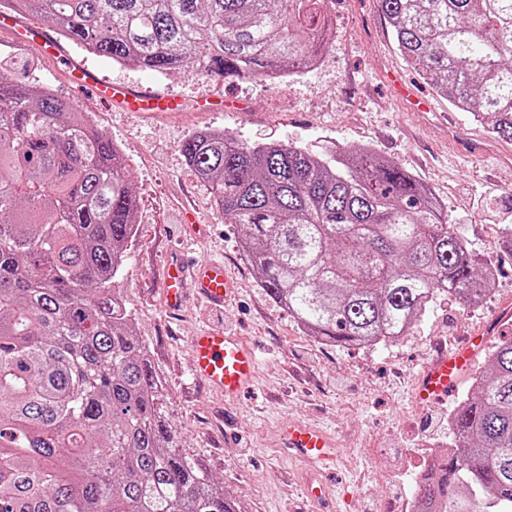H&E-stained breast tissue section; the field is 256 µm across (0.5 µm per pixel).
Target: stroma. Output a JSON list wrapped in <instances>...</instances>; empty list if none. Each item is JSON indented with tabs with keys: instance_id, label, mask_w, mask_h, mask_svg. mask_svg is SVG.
Segmentation results:
<instances>
[{
	"instance_id": "35a3bbf8",
	"label": "stroma",
	"mask_w": 512,
	"mask_h": 512,
	"mask_svg": "<svg viewBox=\"0 0 512 512\" xmlns=\"http://www.w3.org/2000/svg\"><path fill=\"white\" fill-rule=\"evenodd\" d=\"M331 12L335 44L321 63L277 80L161 75L65 43L67 56L99 78L183 99V111L165 113L93 103L70 85L62 63L0 33V66L75 104L128 153L137 212L121 292L166 388L184 453L237 498L240 512H318L306 501V471L280 451L292 420L325 426L336 437V512H403L431 450L448 445L450 403L420 407L411 398L420 369L441 346L467 336H487L490 346L512 338V142L490 136L403 61L379 0H333ZM396 79L428 97L430 110H411L393 90ZM203 129L316 154L371 148L416 176L474 257L492 262L493 292L474 306L441 294L398 341L339 348L314 340L265 294L240 247L241 227L217 213L186 164L179 144ZM187 210L201 221L198 237L184 229ZM177 254L224 262L234 283L224 309L191 295L179 312L167 310L164 266ZM202 328L236 333L261 354L255 386L237 402H225L192 374L190 338Z\"/></svg>"
}]
</instances>
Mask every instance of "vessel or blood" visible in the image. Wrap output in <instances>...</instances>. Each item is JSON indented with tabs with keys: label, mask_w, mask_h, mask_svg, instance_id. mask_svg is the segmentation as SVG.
<instances>
[{
	"label": "vessel or blood",
	"mask_w": 512,
	"mask_h": 512,
	"mask_svg": "<svg viewBox=\"0 0 512 512\" xmlns=\"http://www.w3.org/2000/svg\"><path fill=\"white\" fill-rule=\"evenodd\" d=\"M0 30L7 32L11 40L36 49L46 57L66 61L59 41L36 22H25L4 13L0 15ZM66 63L69 80L76 86L92 89L101 104H117L130 112H178L182 109V103L177 99L105 82L80 64ZM189 282L194 284L201 298L218 308L227 302L232 288V280L223 264L198 265L176 256L167 265L165 299L169 308L180 306L184 286ZM482 344V337L475 336L464 345L438 352L420 373L416 401L428 405L447 397ZM191 347L196 377L210 389L223 394L226 401H236L251 388L258 356L241 336L225 331H203L193 337ZM285 441L289 456L316 473L315 479L307 483L309 497L317 501L324 499L326 488L320 476L336 465L338 454L334 438L322 428L297 422L289 425Z\"/></svg>",
	"instance_id": "vessel-or-blood-1"
}]
</instances>
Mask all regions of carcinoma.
<instances>
[{"label":"carcinoma","instance_id":"1","mask_svg":"<svg viewBox=\"0 0 512 512\" xmlns=\"http://www.w3.org/2000/svg\"><path fill=\"white\" fill-rule=\"evenodd\" d=\"M118 64L198 78L302 73L331 0H6ZM406 63L512 140V0H379ZM244 228L260 286L307 334L391 342L442 293L470 304L490 262L416 178L368 147L333 162L214 131L180 144ZM123 149L52 90L0 70V512H237L180 452L118 278L135 237ZM421 512H512V338L448 422Z\"/></svg>","mask_w":512,"mask_h":512}]
</instances>
